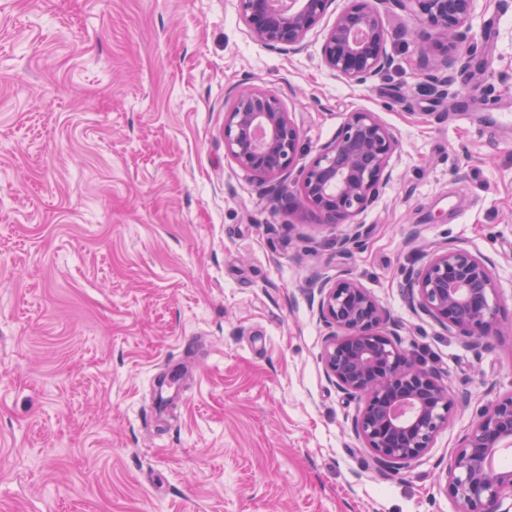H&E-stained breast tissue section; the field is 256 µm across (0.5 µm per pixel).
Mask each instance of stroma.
Listing matches in <instances>:
<instances>
[{"mask_svg":"<svg viewBox=\"0 0 512 512\" xmlns=\"http://www.w3.org/2000/svg\"><path fill=\"white\" fill-rule=\"evenodd\" d=\"M256 41L237 0H0V512H456L448 461L512 393V0H478L446 88L382 15L389 71L352 85ZM245 87L301 133L356 110L399 140L357 221L322 224L224 150ZM489 258L502 336L412 308L424 246ZM357 279L398 341L469 396L430 451L377 474L330 384L314 279Z\"/></svg>","mask_w":512,"mask_h":512,"instance_id":"obj_1","label":"stroma"}]
</instances>
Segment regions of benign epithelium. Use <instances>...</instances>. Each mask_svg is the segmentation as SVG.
Instances as JSON below:
<instances>
[{
  "label": "benign epithelium",
  "instance_id": "1",
  "mask_svg": "<svg viewBox=\"0 0 512 512\" xmlns=\"http://www.w3.org/2000/svg\"><path fill=\"white\" fill-rule=\"evenodd\" d=\"M253 37L295 53L334 0H289L275 11L271 0H238ZM476 0H345L326 31L321 59L355 85L390 67L388 34L375 4L397 8L417 25L423 51L437 53L436 68L454 81L455 55ZM398 140L374 113L349 114L332 139L300 171L299 194L323 224H347L346 249L361 246L354 223L393 181ZM224 149L242 168L281 186L300 155L301 133L280 100L261 88L240 91L224 115ZM414 308L454 336L484 339L502 333L498 289L490 259L457 246L433 245L406 278ZM317 312L330 332L320 359L336 390L362 402L351 419L355 438L377 470L405 469L433 447L466 397L424 367L396 341V324L355 278L317 284ZM512 448V393L484 407L452 452L446 493L457 512H493L512 498V469L492 459Z\"/></svg>",
  "mask_w": 512,
  "mask_h": 512
}]
</instances>
